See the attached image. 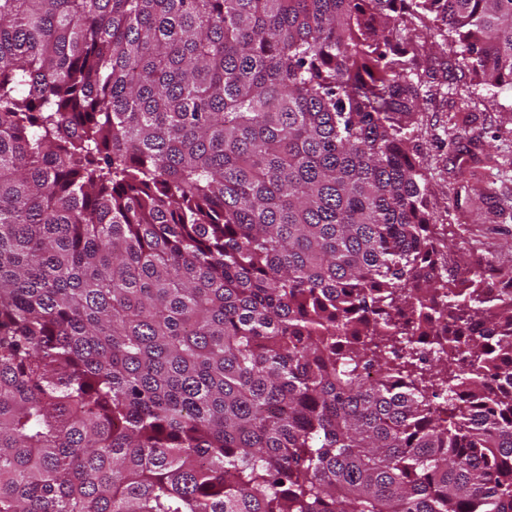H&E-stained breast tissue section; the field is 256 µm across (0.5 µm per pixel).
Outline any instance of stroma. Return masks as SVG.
Wrapping results in <instances>:
<instances>
[{
	"label": "stroma",
	"instance_id": "1",
	"mask_svg": "<svg viewBox=\"0 0 512 512\" xmlns=\"http://www.w3.org/2000/svg\"><path fill=\"white\" fill-rule=\"evenodd\" d=\"M433 224L447 229L449 263L497 284L512 275V94L438 74L417 115Z\"/></svg>",
	"mask_w": 512,
	"mask_h": 512
}]
</instances>
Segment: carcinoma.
<instances>
[{"instance_id":"1","label":"carcinoma","mask_w":512,"mask_h":512,"mask_svg":"<svg viewBox=\"0 0 512 512\" xmlns=\"http://www.w3.org/2000/svg\"><path fill=\"white\" fill-rule=\"evenodd\" d=\"M438 35L512 91V0H0V512H512V277L438 270L408 147Z\"/></svg>"}]
</instances>
